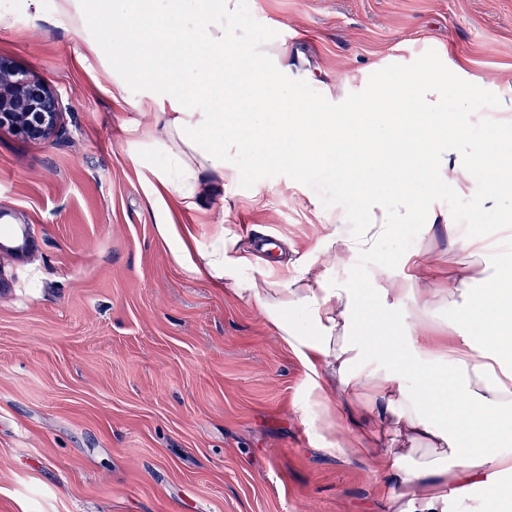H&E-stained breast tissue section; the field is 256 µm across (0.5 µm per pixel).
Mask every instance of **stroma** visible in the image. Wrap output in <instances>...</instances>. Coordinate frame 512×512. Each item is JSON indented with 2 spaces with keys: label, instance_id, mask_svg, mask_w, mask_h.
<instances>
[{
  "label": "stroma",
  "instance_id": "obj_1",
  "mask_svg": "<svg viewBox=\"0 0 512 512\" xmlns=\"http://www.w3.org/2000/svg\"><path fill=\"white\" fill-rule=\"evenodd\" d=\"M252 40L285 45L332 102L374 72L435 50L512 117V0H250ZM175 19L126 16L70 28L14 0L0 55L53 85V143L0 128V210L28 229L30 256L0 254V512H387L382 460L342 455L305 418L306 370L257 306L179 266L158 225L208 248L220 225L242 245L278 234L303 270L327 247L317 192L286 176L178 206L151 172L142 136L148 73L175 70ZM469 267L448 235L401 224L332 280L365 287L372 269L408 273L411 251ZM337 428L373 446L365 401Z\"/></svg>",
  "mask_w": 512,
  "mask_h": 512
}]
</instances>
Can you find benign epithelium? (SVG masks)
<instances>
[{"mask_svg": "<svg viewBox=\"0 0 512 512\" xmlns=\"http://www.w3.org/2000/svg\"><path fill=\"white\" fill-rule=\"evenodd\" d=\"M62 115V98L54 87L0 58V127L7 125L27 139L53 142L62 134Z\"/></svg>", "mask_w": 512, "mask_h": 512, "instance_id": "1", "label": "benign epithelium"}]
</instances>
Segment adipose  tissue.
I'll list each match as a JSON object with an SVG mask.
<instances>
[{"mask_svg":"<svg viewBox=\"0 0 512 512\" xmlns=\"http://www.w3.org/2000/svg\"><path fill=\"white\" fill-rule=\"evenodd\" d=\"M180 17L183 26L175 47L185 66L148 78L154 94L148 109L160 111L162 127L147 136L169 158L154 174L170 188L180 205L198 207L206 186L204 175L216 172L225 184L243 177L226 162L228 151L250 144L224 123L240 112L242 100L232 87L244 86L252 99L287 93L291 69L287 47L254 44L237 22L236 0H57L59 17L83 29L89 18L105 20L136 15L153 21L158 9ZM225 57L223 75L210 72L204 60ZM199 84L224 86L221 97H197ZM440 80L422 72L393 73L364 97L338 108L292 99L297 116L287 130L288 145L300 160L333 154L373 166L391 162L407 178L451 181L456 168L442 158L439 147L462 127L448 118L440 102ZM223 126L220 140L203 138L204 130ZM392 205L379 222L350 233L349 218H328V246L299 276L273 278L280 266L276 255L242 249L230 226H222L210 247L192 249L175 225H159L174 260L186 270L230 287L236 297L257 305L263 318L318 380L320 391L336 385L342 393L365 398L370 411L390 427L388 438L367 449V456L399 459L405 466L389 476V512H444L449 495L463 498L477 486H490L500 500L512 499V487L500 483L512 471V265L494 271L471 266L439 281L428 274L431 254H421L415 273L398 278L373 270L369 293L377 304L366 312L357 288L329 280L331 267L348 264L355 253L371 249L395 225L418 224L433 230L438 220L419 208L405 187L390 195ZM411 297L417 314L395 315L394 302ZM463 301L464 317L454 331L456 341H439L423 314L439 303ZM414 336L411 349L385 364L373 358L390 344L401 325ZM448 368L449 386L425 393L421 376ZM495 439L498 449L487 448Z\"/></svg>","mask_w":512,"mask_h":512,"instance_id":"adipose-tissue-1","label":"adipose tissue"}]
</instances>
